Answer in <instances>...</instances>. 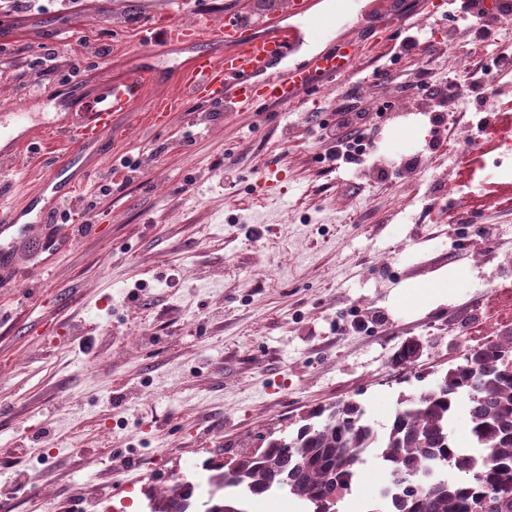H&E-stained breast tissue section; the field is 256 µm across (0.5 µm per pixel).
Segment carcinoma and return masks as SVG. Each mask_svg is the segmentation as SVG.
I'll list each match as a JSON object with an SVG mask.
<instances>
[{
    "mask_svg": "<svg viewBox=\"0 0 512 512\" xmlns=\"http://www.w3.org/2000/svg\"><path fill=\"white\" fill-rule=\"evenodd\" d=\"M481 366L489 367L485 373ZM464 412L468 439L454 422ZM375 459L401 480L373 512H512V333L462 356L431 385L402 396L390 419L374 424L354 400L318 409L293 433L230 465L213 467L210 502H244L273 492L304 512H339L331 498L351 493L359 468ZM504 493L494 497L490 489ZM193 484L170 490L153 512H195Z\"/></svg>",
    "mask_w": 512,
    "mask_h": 512,
    "instance_id": "carcinoma-1",
    "label": "carcinoma"
}]
</instances>
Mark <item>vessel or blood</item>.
Segmentation results:
<instances>
[{
  "mask_svg": "<svg viewBox=\"0 0 512 512\" xmlns=\"http://www.w3.org/2000/svg\"><path fill=\"white\" fill-rule=\"evenodd\" d=\"M311 7V0H274L266 9L257 11L255 19L251 20L246 16L247 10L251 9L249 0H243L240 12L225 14L223 23L218 25L205 17L199 18L192 29L170 23L169 39L196 42L203 38L208 47L180 69L177 83L182 91L181 99L162 95L146 102L139 125L148 129L166 127L171 113L183 99L220 103L228 112L245 108L256 110L267 105L291 107L302 96L319 93L334 85L337 78L356 63L360 42L338 39L305 65L277 76L270 73L274 62L288 55L299 35L297 29L283 25V18L306 14ZM152 76V71L140 70L123 79L107 82L94 105L75 113L69 162L78 161L89 144L110 131L114 118L127 114L139 102H145L146 87ZM29 119V113L13 112L8 122H0V139L7 140L12 149L21 145L34 146L40 130L30 124ZM56 177V172H49L34 196L22 203H0L1 275L28 255L38 225L48 222V210L37 207L39 199L48 193L54 202L64 201V194L55 189ZM30 213L36 214V222L22 223V216Z\"/></svg>",
  "mask_w": 512,
  "mask_h": 512,
  "instance_id": "1",
  "label": "vessel or blood"
}]
</instances>
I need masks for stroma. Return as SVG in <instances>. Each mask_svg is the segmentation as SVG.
I'll list each match as a JSON object with an SVG mask.
<instances>
[{"instance_id": "obj_1", "label": "stroma", "mask_w": 512, "mask_h": 512, "mask_svg": "<svg viewBox=\"0 0 512 512\" xmlns=\"http://www.w3.org/2000/svg\"><path fill=\"white\" fill-rule=\"evenodd\" d=\"M235 0H0V113L27 109L52 122L43 147L60 157L72 113L97 98L102 77L138 68L156 77L147 98L178 95L175 71L195 44L159 54L138 32L167 15L223 21ZM446 19H429L433 42L402 53L400 38L361 55L351 73L300 106L228 112L193 102L166 128L119 117L88 163L72 174L67 207L89 227L65 220L47 237L72 243L49 264L19 262L0 288V512H79L99 487L108 512H145L147 497L175 475L195 481L194 463L229 461L288 435L312 411L362 402L385 422L400 394L427 387L475 341L469 313L512 315V292L488 303V287L512 280V212L485 209L497 252L482 258L479 224L438 223V212L469 210L483 178L496 175L499 148L470 147L481 177L458 182L459 164L431 142L397 136L405 115L395 101L433 106L401 84L456 74L445 110L476 125L469 108L474 69L457 71L449 43L472 42L459 0ZM370 0H335L341 23L297 45L273 73L304 63L306 45L373 34ZM369 10L352 29L347 19ZM54 50L52 72L42 70ZM362 85L372 150L363 164L329 169L320 128L348 89ZM41 175L38 155L0 158V194L26 198ZM140 343L128 342L132 330ZM424 345L408 368L391 357L408 338ZM57 446L30 442L40 429ZM388 476L364 466L339 512H367Z\"/></svg>"}]
</instances>
